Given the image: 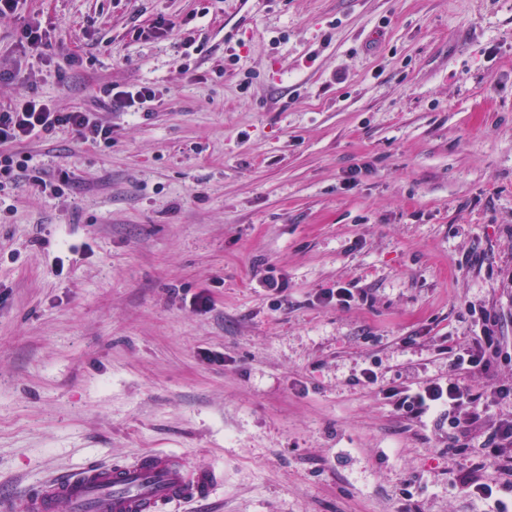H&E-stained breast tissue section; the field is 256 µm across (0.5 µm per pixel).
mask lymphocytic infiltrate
I'll list each match as a JSON object with an SVG mask.
<instances>
[{
	"label": "lymphocytic infiltrate",
	"mask_w": 512,
	"mask_h": 512,
	"mask_svg": "<svg viewBox=\"0 0 512 512\" xmlns=\"http://www.w3.org/2000/svg\"><path fill=\"white\" fill-rule=\"evenodd\" d=\"M104 95L103 108L113 112H145L157 98L155 88L147 84L111 85L105 87ZM62 128L74 131L92 145L107 147L112 143L110 123L94 119L92 113L83 110H57L33 93L22 96L14 105L0 107V145L49 137ZM23 179L55 196L72 189L65 171L49 179L32 165L30 156L0 154V191ZM478 322L479 335L452 349L447 378L393 386L383 389L382 394L404 417H428L437 426L447 427L448 439L458 454H467L476 442L485 465L512 472V456L505 454L512 447V416L494 417L488 409L478 408L476 396L464 382L470 375H492L504 355L497 318L483 310Z\"/></svg>",
	"instance_id": "lymphocytic-infiltrate-1"
}]
</instances>
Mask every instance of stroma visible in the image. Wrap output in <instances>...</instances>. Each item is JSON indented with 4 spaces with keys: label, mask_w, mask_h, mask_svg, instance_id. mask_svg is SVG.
Masks as SVG:
<instances>
[{
    "label": "stroma",
    "mask_w": 512,
    "mask_h": 512,
    "mask_svg": "<svg viewBox=\"0 0 512 512\" xmlns=\"http://www.w3.org/2000/svg\"><path fill=\"white\" fill-rule=\"evenodd\" d=\"M1 55L0 105L159 96L20 146L76 188L0 221V500L163 449L220 472L196 512H491L379 389L447 377L468 307L512 341V0H19ZM177 22L163 15L157 16L147 28H137L134 30V36L138 39H162L170 35L177 29ZM103 92L107 100L103 99L101 105L104 109L111 112L149 113V106L157 98L155 88L147 84L133 86L111 85L105 87Z\"/></svg>",
    "instance_id": "stroma-1"
}]
</instances>
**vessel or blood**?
<instances>
[{
  "label": "vessel or blood",
  "instance_id": "vessel-or-blood-1",
  "mask_svg": "<svg viewBox=\"0 0 512 512\" xmlns=\"http://www.w3.org/2000/svg\"><path fill=\"white\" fill-rule=\"evenodd\" d=\"M220 483L211 470L183 466L167 451L141 454L133 462H91L76 471L53 476L25 491L17 512H170L210 498Z\"/></svg>",
  "mask_w": 512,
  "mask_h": 512
}]
</instances>
